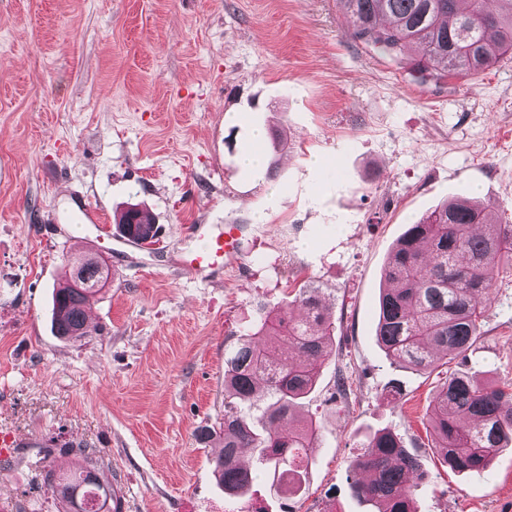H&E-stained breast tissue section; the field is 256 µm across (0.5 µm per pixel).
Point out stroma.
I'll use <instances>...</instances> for the list:
<instances>
[{
	"label": "stroma",
	"mask_w": 512,
	"mask_h": 512,
	"mask_svg": "<svg viewBox=\"0 0 512 512\" xmlns=\"http://www.w3.org/2000/svg\"><path fill=\"white\" fill-rule=\"evenodd\" d=\"M359 40L341 0H0V512H64L44 476L97 450L125 512H370L349 478L388 428L421 465L420 512H512V450L459 475L431 446V400L449 372L512 383V265L483 304L465 358L430 373L390 361L375 327L382 269L411 220L470 194L512 224V53L474 79L424 78ZM274 175L243 170L252 130ZM82 191L100 226L49 216ZM138 203L154 243H116ZM192 224H236L219 274L185 269ZM112 281L87 332L51 328L68 261ZM331 309L335 353L300 416L320 438L300 497L259 477L241 499L213 475L224 418V341L257 306L307 282ZM345 392H338L337 377Z\"/></svg>",
	"instance_id": "stroma-1"
}]
</instances>
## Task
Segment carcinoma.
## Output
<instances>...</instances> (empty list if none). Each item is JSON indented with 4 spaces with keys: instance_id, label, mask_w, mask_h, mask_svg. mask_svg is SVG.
<instances>
[{
    "instance_id": "1",
    "label": "carcinoma",
    "mask_w": 512,
    "mask_h": 512,
    "mask_svg": "<svg viewBox=\"0 0 512 512\" xmlns=\"http://www.w3.org/2000/svg\"><path fill=\"white\" fill-rule=\"evenodd\" d=\"M362 42L392 57L416 47V71L470 79L512 52V0H342ZM496 204L459 196L408 225L382 277L376 337L401 367L433 371L440 360L464 357L481 336L482 303L512 255V224L495 220ZM121 231L140 241L155 238L137 204L117 218ZM112 274L86 258L53 291L52 327L61 339L85 334V307ZM299 309V315L291 310ZM336 327L328 309L306 286L277 309L258 310L224 348V422L205 426L200 440L222 434L214 472L224 493L243 495L263 473L298 486L301 451L318 440L313 420L296 416L300 401L318 386L319 369L332 355ZM288 421V426L281 425ZM433 447L454 472L483 474L496 453L512 444V386L479 382L452 372L432 400ZM260 469L240 465L244 452ZM74 469L46 473L66 512H112V484L100 477L92 448H79ZM353 487L375 512H419L411 480L421 478L416 456L397 434L368 439L351 463Z\"/></svg>"
}]
</instances>
